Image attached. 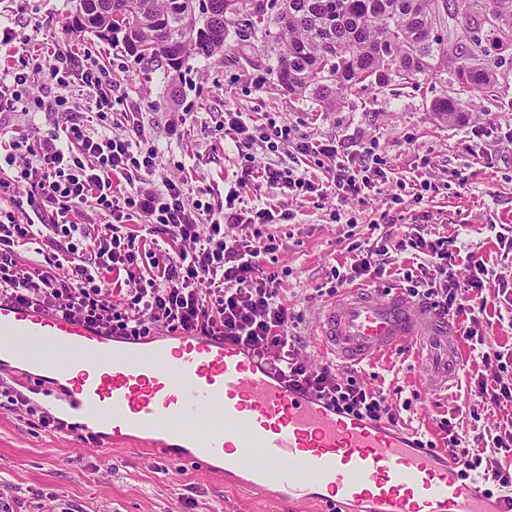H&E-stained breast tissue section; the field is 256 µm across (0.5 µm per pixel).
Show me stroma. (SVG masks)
<instances>
[{
    "label": "stroma",
    "instance_id": "stroma-1",
    "mask_svg": "<svg viewBox=\"0 0 512 512\" xmlns=\"http://www.w3.org/2000/svg\"><path fill=\"white\" fill-rule=\"evenodd\" d=\"M72 0H0V17L26 22L31 44L55 38L61 49L92 51L112 84L119 108L137 112L142 133L162 152L152 177H191L196 191L223 189L239 170L238 158L224 137L225 110H237L261 119L267 116L288 125L292 137L330 140L355 153L377 142L378 152L392 170L380 191L364 204H347L345 212L355 226L329 223L324 204L282 196L266 187L247 192L249 206L284 205L292 221L274 225L281 246L277 266L286 276L281 297L295 312L291 326L301 357L314 365L335 364L338 371H355L364 384L383 391L400 407L405 431L443 446L438 423L455 419L463 447L474 445L477 434L494 435L505 409L496 407L471 417L469 388L487 369L476 351L466 350V371L455 382L429 386L422 361L407 350L383 357L349 362L337 359L320 336V323L335 296L323 287L331 266L344 262L342 244L348 230L368 236L371 223H385L393 195L409 197L414 177L439 185L425 193L409 214L430 212L428 231L449 241L466 243L476 258L485 260L491 288L482 297L465 293L464 304L484 306L483 332L494 349L512 351V254H504L497 236L512 230V148L485 154V143L471 133L483 124L512 129V79L495 97L483 98L459 87L444 71L409 82L391 78L385 86H366L337 100L326 110L310 95H288L271 87L265 67L256 64L260 49L228 36L223 57H189L176 87L160 79L157 66L126 53L122 42H109L91 33L71 31ZM453 98L460 121L442 120L437 100ZM505 284L498 295L494 285ZM0 375L23 388L37 387L34 401L53 412V397L63 392L52 375L12 365ZM71 512H333L331 505L304 500L281 502L272 491L254 489L243 481L200 471L187 461L148 456L134 445L102 449L71 433L34 435L10 411L0 409V502L10 512H46L51 501Z\"/></svg>",
    "mask_w": 512,
    "mask_h": 512
}]
</instances>
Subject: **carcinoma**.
<instances>
[{
  "label": "carcinoma",
  "mask_w": 512,
  "mask_h": 512,
  "mask_svg": "<svg viewBox=\"0 0 512 512\" xmlns=\"http://www.w3.org/2000/svg\"><path fill=\"white\" fill-rule=\"evenodd\" d=\"M210 2L213 17L201 36L198 0H78L72 30L106 41L121 33L130 54L157 63L174 81L189 56H224L229 31L248 41L274 27L276 89L308 93L327 109L377 74L413 80L440 72L448 45L462 49L470 36L488 56L512 48V0H465L462 7L455 0H277L276 14L262 19L248 0ZM432 25L446 35L427 39ZM497 67L487 59L450 72L462 88L493 93L507 78Z\"/></svg>",
  "instance_id": "carcinoma-1"
}]
</instances>
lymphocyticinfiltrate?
Instances as JSON below:
<instances>
[{"label": "lymphocytic infiltrate", "instance_id": "lymphocytic-infiltrate-1", "mask_svg": "<svg viewBox=\"0 0 512 512\" xmlns=\"http://www.w3.org/2000/svg\"><path fill=\"white\" fill-rule=\"evenodd\" d=\"M0 41L19 42L22 49L20 66L0 70V115L33 108L65 115L37 139L18 134L0 141V161L15 171L11 180H0V196L11 203L9 210L0 209V304L76 317L99 335L133 342L149 340L160 330L171 336H214L266 361L289 386L339 413L399 424L401 414L384 393L366 387L354 372L340 374L300 357L290 331L295 315L280 296L282 278L275 268L280 244L268 230L291 221V213L273 205L251 211L236 206L257 181L283 195L322 199L331 194L340 205L365 201L388 179L387 163L374 147L349 155L333 142L303 137L292 142L301 165L259 168L254 147L289 140L288 127L270 117L257 121L228 110L224 134L237 150L240 173L226 193L205 200L192 196L182 178L151 186L146 179L159 167L160 152L143 140L136 113L113 121L112 85L103 80L100 66L54 47L32 48L27 37L10 28L0 32ZM39 81L54 89L51 102L31 98L30 89ZM74 85L84 88L86 106L71 103L67 92ZM118 179L125 190L115 191ZM82 206L104 212L109 234H91L71 220V212ZM430 220L426 213L402 232L385 230L376 239L349 242L350 261L331 267L330 284L338 289L358 281L376 288L398 275L405 295L428 310L443 317L463 313L460 288L482 292L488 269L466 254L471 275L466 286H459L458 256L446 238L425 230ZM139 222L166 234L167 249L142 256L129 230ZM230 226L241 228V235H228ZM30 244L37 254L33 261L19 254ZM114 271L123 274L127 286L120 295L107 279ZM463 336L481 345L484 363L497 368L477 381V407L512 403V386L503 381L512 354L486 349L478 317H471ZM0 397L31 432L67 429L1 380Z\"/></svg>", "mask_w": 512, "mask_h": 512}]
</instances>
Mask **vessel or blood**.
Returning <instances> with one entry per match:
<instances>
[{
    "label": "vessel or blood",
    "mask_w": 512,
    "mask_h": 512,
    "mask_svg": "<svg viewBox=\"0 0 512 512\" xmlns=\"http://www.w3.org/2000/svg\"><path fill=\"white\" fill-rule=\"evenodd\" d=\"M432 316L401 294L352 291L323 318L337 357L376 358L413 344ZM448 325L434 324L425 361L444 381L466 360ZM0 341L10 354L62 377L65 422L113 445L143 437L162 447L172 425L202 415L219 426L192 434L174 459L214 471L275 478L283 501L319 497L367 512H512V490L489 492L484 478L463 477L435 448H417L396 432L346 417L289 389L264 362L219 339L182 335L148 348L112 344L77 318L0 305Z\"/></svg>",
    "instance_id": "1"
}]
</instances>
